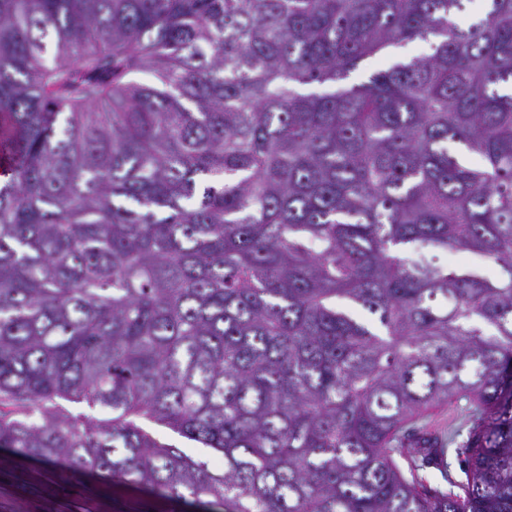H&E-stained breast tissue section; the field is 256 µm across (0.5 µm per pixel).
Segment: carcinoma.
Wrapping results in <instances>:
<instances>
[{"label": "carcinoma", "mask_w": 512, "mask_h": 512, "mask_svg": "<svg viewBox=\"0 0 512 512\" xmlns=\"http://www.w3.org/2000/svg\"><path fill=\"white\" fill-rule=\"evenodd\" d=\"M466 2L0 0V448L224 512H512V0ZM462 399L443 490L408 430ZM430 52V46L424 41H414L394 47L386 57L374 58L366 62L361 69L352 75V81L359 82L372 72L386 69L391 64L406 60L413 56H420ZM439 262L448 266L463 265L475 267L488 275L494 274L492 266L483 257L472 253H448L447 255H441ZM455 442L449 445L445 462L448 465L450 475L460 481L465 480L463 468L465 464L462 462L465 458L464 448L467 445L468 426L461 421L455 423ZM142 426L159 442L181 448L188 455L209 461L214 466H223L224 460L211 449L204 448L200 443L189 440L168 427L152 422H143Z\"/></svg>", "instance_id": "cac0c4a2"}]
</instances>
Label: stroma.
I'll return each mask as SVG.
<instances>
[{
	"label": "stroma",
	"mask_w": 512,
	"mask_h": 512,
	"mask_svg": "<svg viewBox=\"0 0 512 512\" xmlns=\"http://www.w3.org/2000/svg\"><path fill=\"white\" fill-rule=\"evenodd\" d=\"M456 405L435 410L428 430L454 426L455 442L445 461L447 473L464 480V448L468 427L458 422ZM0 512H224L220 506L187 504L160 498L108 479L61 481L49 466L0 449Z\"/></svg>",
	"instance_id": "35a3bbf8"
}]
</instances>
